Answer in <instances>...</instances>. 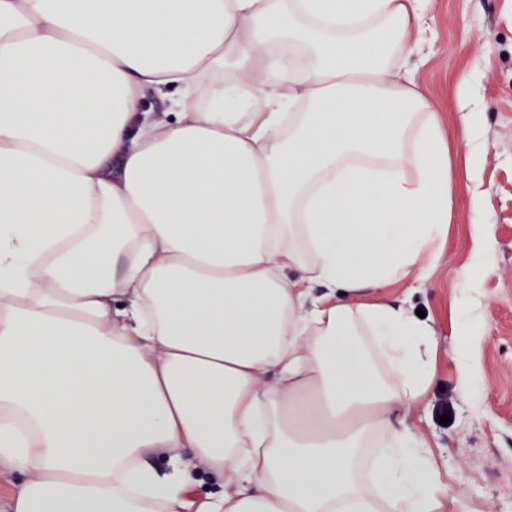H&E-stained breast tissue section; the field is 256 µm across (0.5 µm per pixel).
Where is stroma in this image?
Here are the masks:
<instances>
[{
	"label": "stroma",
	"mask_w": 512,
	"mask_h": 512,
	"mask_svg": "<svg viewBox=\"0 0 512 512\" xmlns=\"http://www.w3.org/2000/svg\"><path fill=\"white\" fill-rule=\"evenodd\" d=\"M428 30L407 64L442 110L448 137L462 114L455 76L473 79L482 159L456 156L454 198L439 241L444 263L388 292L422 309L439 349L421 404L400 414L427 443L452 495L474 512H512V0H429ZM490 227L477 246L472 227ZM479 372L471 400L458 388L461 357ZM451 415L440 424L439 415Z\"/></svg>",
	"instance_id": "obj_1"
}]
</instances>
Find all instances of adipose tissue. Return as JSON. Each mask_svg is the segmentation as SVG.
I'll return each mask as SVG.
<instances>
[{"label": "adipose tissue", "instance_id": "adipose-tissue-1", "mask_svg": "<svg viewBox=\"0 0 512 512\" xmlns=\"http://www.w3.org/2000/svg\"><path fill=\"white\" fill-rule=\"evenodd\" d=\"M425 24V0H0L8 512H464L397 418L435 330L384 294L440 265L449 216L406 67ZM193 472L215 490L186 498Z\"/></svg>", "mask_w": 512, "mask_h": 512}]
</instances>
